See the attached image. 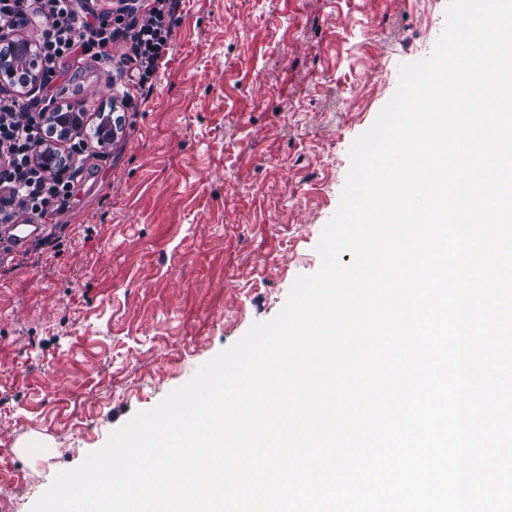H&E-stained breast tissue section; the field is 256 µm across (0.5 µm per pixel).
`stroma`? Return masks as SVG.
<instances>
[{
    "instance_id": "1",
    "label": "stroma",
    "mask_w": 512,
    "mask_h": 512,
    "mask_svg": "<svg viewBox=\"0 0 512 512\" xmlns=\"http://www.w3.org/2000/svg\"><path fill=\"white\" fill-rule=\"evenodd\" d=\"M447 6L183 0L134 108L118 69L66 66L56 104L121 126L46 229L55 251L0 265V512H30L319 269L349 148Z\"/></svg>"
}]
</instances>
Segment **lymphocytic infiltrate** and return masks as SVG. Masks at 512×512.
Listing matches in <instances>:
<instances>
[{
  "label": "lymphocytic infiltrate",
  "mask_w": 512,
  "mask_h": 512,
  "mask_svg": "<svg viewBox=\"0 0 512 512\" xmlns=\"http://www.w3.org/2000/svg\"><path fill=\"white\" fill-rule=\"evenodd\" d=\"M178 0H0V31L25 26L37 10V51L42 63L39 95H50L58 68L72 60L111 64L112 48L122 43L120 56L135 79L123 102L148 97L145 84L157 71L168 48ZM39 96L17 97L0 90V223L20 216L36 222L53 218L73 194L72 178L45 169L41 150L57 149L62 159L82 154L87 143L72 134L60 147L58 131L43 121Z\"/></svg>",
  "instance_id": "lymphocytic-infiltrate-1"
}]
</instances>
